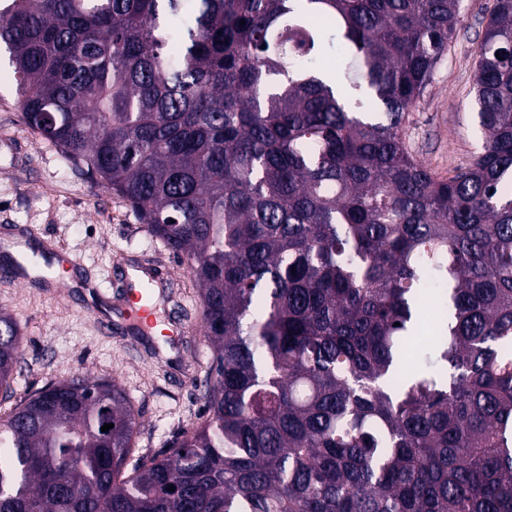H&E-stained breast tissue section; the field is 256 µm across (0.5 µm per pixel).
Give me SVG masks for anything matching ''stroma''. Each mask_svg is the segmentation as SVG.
<instances>
[{
	"instance_id": "stroma-1",
	"label": "stroma",
	"mask_w": 512,
	"mask_h": 512,
	"mask_svg": "<svg viewBox=\"0 0 512 512\" xmlns=\"http://www.w3.org/2000/svg\"><path fill=\"white\" fill-rule=\"evenodd\" d=\"M495 0H463L464 11L431 84L410 112L404 137L412 154L446 178L472 162L483 144L475 115L476 51ZM13 74L0 67V236L29 242L43 280L0 279V310L18 322L23 359L14 373L17 394L65 374L113 379L139 412L140 453L171 448L204 405L212 351L201 327L196 287L164 244L110 190L67 167L58 149L34 134L16 104ZM132 257L162 270L167 285L158 321L184 319L189 333L173 356L149 335L115 320L99 329L115 306L117 262Z\"/></svg>"
}]
</instances>
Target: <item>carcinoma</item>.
Instances as JSON below:
<instances>
[{
    "mask_svg": "<svg viewBox=\"0 0 512 512\" xmlns=\"http://www.w3.org/2000/svg\"><path fill=\"white\" fill-rule=\"evenodd\" d=\"M462 2L0 0L23 121L185 265L213 352L204 420L130 469L115 381L19 400L0 512H512V0L482 152L438 178L403 138ZM22 350L1 311L3 401Z\"/></svg>",
    "mask_w": 512,
    "mask_h": 512,
    "instance_id": "cac0c4a2",
    "label": "carcinoma"
}]
</instances>
